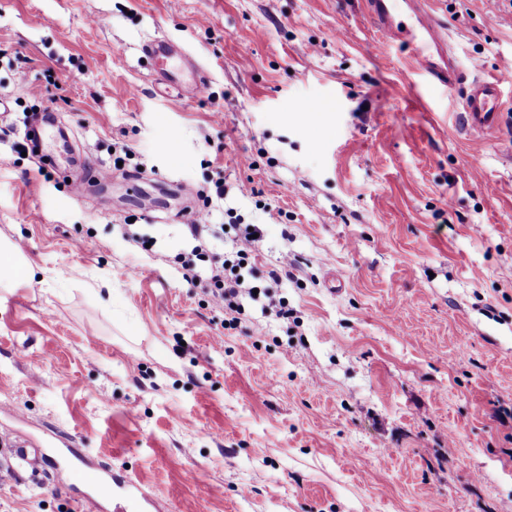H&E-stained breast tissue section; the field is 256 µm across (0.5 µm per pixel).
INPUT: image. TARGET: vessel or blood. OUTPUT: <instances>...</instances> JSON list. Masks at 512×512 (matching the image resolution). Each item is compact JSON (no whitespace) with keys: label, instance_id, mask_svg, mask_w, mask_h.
Returning a JSON list of instances; mask_svg holds the SVG:
<instances>
[{"label":"vessel or blood","instance_id":"obj_1","mask_svg":"<svg viewBox=\"0 0 512 512\" xmlns=\"http://www.w3.org/2000/svg\"><path fill=\"white\" fill-rule=\"evenodd\" d=\"M365 9L378 29L381 45L402 42L410 49L415 68L428 81L459 96L462 123L468 134L488 136L500 130L502 92L512 86L511 69L490 77L460 70L446 31L425 0H365ZM142 51L154 62L157 81L174 82V70L164 64L175 53L170 41L163 37L150 39L143 44ZM14 455L20 465L33 471H50L58 479L84 486L83 502L92 512H99L105 500L111 502L112 512H133L140 505L143 492L137 482L91 469L67 440H48L40 447L22 442L17 444Z\"/></svg>","mask_w":512,"mask_h":512}]
</instances>
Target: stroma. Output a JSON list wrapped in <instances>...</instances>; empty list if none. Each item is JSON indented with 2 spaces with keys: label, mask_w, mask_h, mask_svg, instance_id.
Listing matches in <instances>:
<instances>
[{
  "label": "stroma",
  "mask_w": 512,
  "mask_h": 512,
  "mask_svg": "<svg viewBox=\"0 0 512 512\" xmlns=\"http://www.w3.org/2000/svg\"><path fill=\"white\" fill-rule=\"evenodd\" d=\"M429 7L463 68H512V0ZM153 36L202 96L156 81ZM375 39L363 0H0V238L39 272L0 287V426L71 438L145 512H512V87L471 136ZM87 158L114 176L80 199ZM188 203L212 261L256 226L289 318L183 281ZM0 512L79 509L0 443Z\"/></svg>",
  "instance_id": "obj_1"
}]
</instances>
